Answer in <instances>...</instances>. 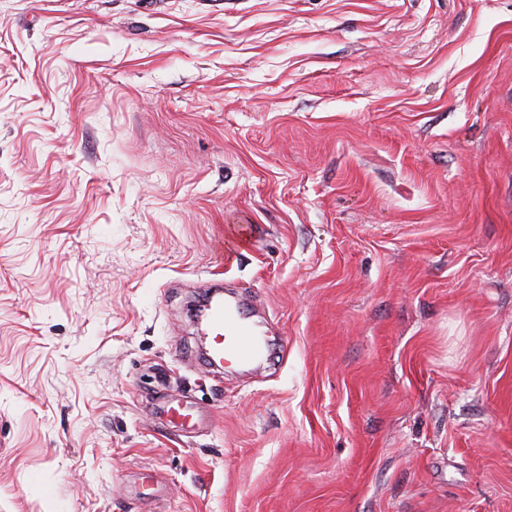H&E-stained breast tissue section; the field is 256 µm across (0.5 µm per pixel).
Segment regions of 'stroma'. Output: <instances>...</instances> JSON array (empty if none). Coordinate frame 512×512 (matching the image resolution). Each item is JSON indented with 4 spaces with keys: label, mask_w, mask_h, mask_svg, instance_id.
<instances>
[{
    "label": "stroma",
    "mask_w": 512,
    "mask_h": 512,
    "mask_svg": "<svg viewBox=\"0 0 512 512\" xmlns=\"http://www.w3.org/2000/svg\"><path fill=\"white\" fill-rule=\"evenodd\" d=\"M0 512H512V0H0ZM204 339L212 366L252 365L269 358L270 350L247 309L231 299L215 302L205 318Z\"/></svg>",
    "instance_id": "35a3bbf8"
}]
</instances>
